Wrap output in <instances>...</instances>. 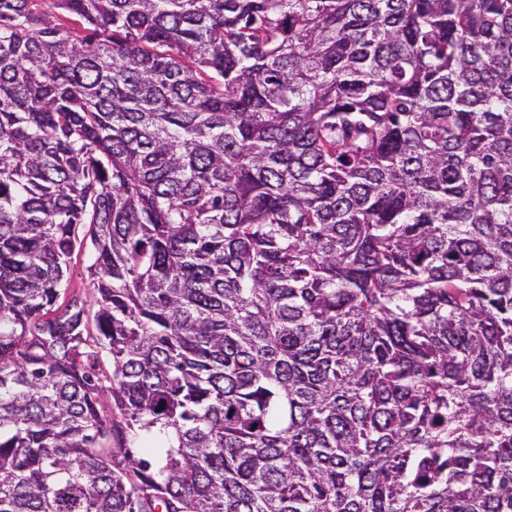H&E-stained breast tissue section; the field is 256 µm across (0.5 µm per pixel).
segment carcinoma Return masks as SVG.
Wrapping results in <instances>:
<instances>
[{
	"mask_svg": "<svg viewBox=\"0 0 512 512\" xmlns=\"http://www.w3.org/2000/svg\"><path fill=\"white\" fill-rule=\"evenodd\" d=\"M0 512H512V0H0ZM90 263L91 255L88 250L74 253L67 275L68 286L64 295L65 301L72 297H77L81 301L91 300L93 287L87 271V266Z\"/></svg>",
	"mask_w": 512,
	"mask_h": 512,
	"instance_id": "carcinoma-1",
	"label": "carcinoma"
}]
</instances>
